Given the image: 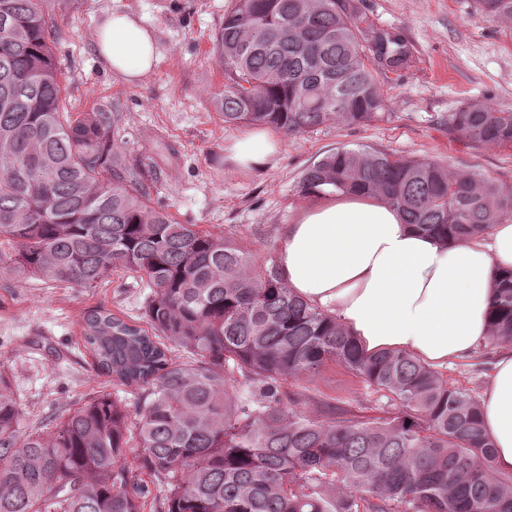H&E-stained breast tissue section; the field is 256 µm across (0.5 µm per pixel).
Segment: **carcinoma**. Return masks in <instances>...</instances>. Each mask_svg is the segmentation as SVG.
Wrapping results in <instances>:
<instances>
[{
	"instance_id": "carcinoma-1",
	"label": "carcinoma",
	"mask_w": 512,
	"mask_h": 512,
	"mask_svg": "<svg viewBox=\"0 0 512 512\" xmlns=\"http://www.w3.org/2000/svg\"><path fill=\"white\" fill-rule=\"evenodd\" d=\"M474 2L512 30V0ZM52 28L41 0H0V277L96 288L117 268L144 275L146 326L104 308L83 320L98 374L140 393L90 394L49 429L26 426L0 362V512H512L477 397L409 354L364 353L276 267L151 207L156 173L126 155L115 116L65 111ZM214 51L224 123L295 136L384 118L374 60L402 68L410 53L361 0H234ZM448 128L512 147V111L484 102ZM300 188L379 196L450 240L512 218V185L362 146L313 162ZM495 291L490 342H512V277ZM328 361L399 412L298 411L284 385Z\"/></svg>"
}]
</instances>
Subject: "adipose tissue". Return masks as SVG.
<instances>
[{"label":"adipose tissue","instance_id":"1","mask_svg":"<svg viewBox=\"0 0 512 512\" xmlns=\"http://www.w3.org/2000/svg\"><path fill=\"white\" fill-rule=\"evenodd\" d=\"M96 53L131 85L152 75L160 55L140 19L117 11L100 25ZM226 152L238 168L262 170L275 162L278 144L253 131ZM278 272L291 291L334 314L367 353L401 350L444 368L490 337L493 276L512 272V220L445 242L405 224L377 198L321 195L283 226ZM481 421L495 445L496 469L512 473L511 344L498 355Z\"/></svg>","mask_w":512,"mask_h":512}]
</instances>
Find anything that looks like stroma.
<instances>
[{"instance_id":"obj_1","label":"stroma","mask_w":512,"mask_h":512,"mask_svg":"<svg viewBox=\"0 0 512 512\" xmlns=\"http://www.w3.org/2000/svg\"><path fill=\"white\" fill-rule=\"evenodd\" d=\"M362 3L375 25L401 34L410 46L406 67L379 76L385 117L367 125L327 123L300 137L277 134L276 164L250 172L224 159L225 146L247 133V126L224 124L209 98L224 89L213 40L231 0H42L55 25L67 111L105 107L117 113L116 139L157 174L152 207L179 223L224 232L263 268L278 260L282 225L310 201L300 188L302 172L336 148L363 145L396 157L435 159L454 171L512 184V147L475 145L448 127L449 112L467 100L512 110V31L474 15L472 0ZM114 10L132 11L156 32L159 61L142 84L114 77L96 53L97 30ZM144 291L137 274L122 270L93 289L0 278V362L13 372L26 425L43 426L49 417L73 411L86 395L113 391L84 347L83 319L103 307L143 322ZM499 352L483 343L443 375L448 384L482 395ZM287 388L306 414L321 413L329 404L370 416L397 407L331 361L313 379L289 382Z\"/></svg>"}]
</instances>
